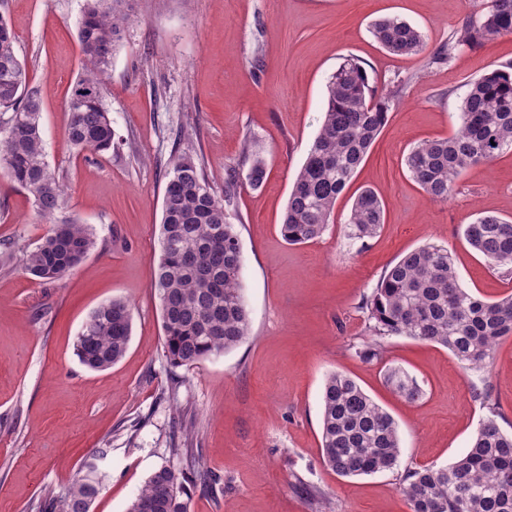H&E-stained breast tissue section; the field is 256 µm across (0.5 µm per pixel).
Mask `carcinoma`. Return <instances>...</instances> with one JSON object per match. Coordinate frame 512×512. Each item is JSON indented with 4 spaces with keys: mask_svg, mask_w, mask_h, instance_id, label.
I'll return each instance as SVG.
<instances>
[{
    "mask_svg": "<svg viewBox=\"0 0 512 512\" xmlns=\"http://www.w3.org/2000/svg\"><path fill=\"white\" fill-rule=\"evenodd\" d=\"M133 0H84L79 42L84 65L67 101V143L73 153H107L114 147L112 120L103 97V77L129 21ZM375 40L393 55L423 48L420 31L395 17L377 20ZM512 34V0H486L466 17L434 59L472 49ZM15 35L0 16V171L33 200L50 225L38 244L21 250L19 266L41 281H56L96 247L94 233L64 212L65 187L45 159L38 90L15 51ZM395 104L369 85L365 68L345 60L327 85L326 112L290 191L281 232L290 244L322 237L333 223L336 200L386 124ZM512 148V72L500 69L471 81L461 103V126L444 138L426 140L404 157L413 180L433 201L446 202L472 165L490 163ZM247 173L228 167L224 193L239 183L256 187L265 161L253 149ZM385 223V205L372 189L355 198L348 236L371 238ZM468 244L502 276L512 278V222L484 215L464 230ZM244 258L224 204L212 191L196 155L180 153L167 173L162 201L159 253L153 258L152 287L160 305L163 353L170 365L192 368L229 351L249 334L242 272ZM376 336H408L448 349L467 370L485 371L500 338L512 335V293L483 300L463 288L448 248H416L381 275L363 301ZM130 305L112 298L97 306L76 338L83 365L105 370L126 354L131 340ZM389 385L415 401L423 390L398 367L386 370ZM321 455L344 477L374 474L397 466L401 439L393 417L352 378L332 372L322 391ZM190 471L178 465L155 470L127 512H189ZM99 483L78 476L62 492L48 489L41 512H90ZM411 512H512V434L496 418L485 419L470 448L447 467L429 465L407 472L402 487Z\"/></svg>",
    "mask_w": 512,
    "mask_h": 512,
    "instance_id": "obj_1",
    "label": "carcinoma"
}]
</instances>
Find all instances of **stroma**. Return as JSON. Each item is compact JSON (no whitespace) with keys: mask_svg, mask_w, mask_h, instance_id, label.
Returning <instances> with one entry per match:
<instances>
[{"mask_svg":"<svg viewBox=\"0 0 512 512\" xmlns=\"http://www.w3.org/2000/svg\"><path fill=\"white\" fill-rule=\"evenodd\" d=\"M82 6L0 0L42 97L46 159L68 187L65 207L97 238L58 281L0 267V512H38L45 489L62 491L88 471L100 482L91 512H125L178 448L205 463L189 487L190 512H410L400 491L406 471L452 464L489 414L512 432V335L486 372L407 336L383 337L381 359L361 356L374 340L363 299L417 247H447L463 287L481 298L512 292V280L464 238L479 216L512 221V150L470 166L445 203L429 201L404 165L414 145L457 130L469 81L512 65V35L436 63L474 0H135L104 84L116 145L77 155L66 103L84 63ZM392 16L421 32V52L397 56L374 39L371 24ZM351 57L378 94L400 95L332 224L320 239L291 245L281 234L289 192L321 126L327 82ZM249 142L265 149L266 177L256 188L240 184L224 210L244 256L250 332L194 368L171 367L151 287L166 174L176 153L191 151L223 195L225 169L252 162ZM367 187L382 198L385 223L355 240L347 222ZM47 231L29 196L0 178V250L34 247ZM111 298L131 306V341L120 362L93 371L75 340ZM391 365L416 377L420 400L386 385ZM333 371L397 422L394 469L341 477L324 464L322 389Z\"/></svg>","mask_w":512,"mask_h":512,"instance_id":"35a3bbf8","label":"stroma"}]
</instances>
